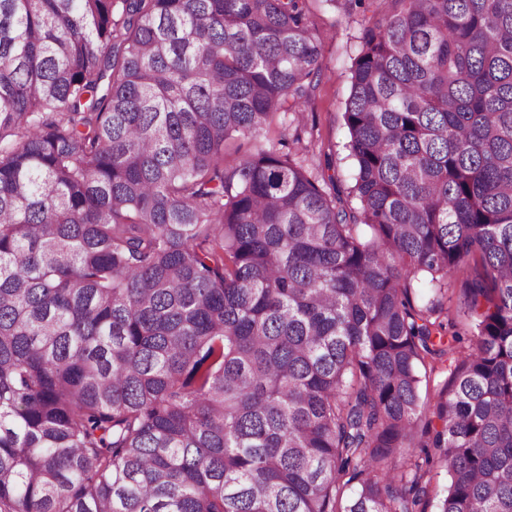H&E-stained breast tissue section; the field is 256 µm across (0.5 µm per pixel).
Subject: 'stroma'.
Segmentation results:
<instances>
[{
  "mask_svg": "<svg viewBox=\"0 0 512 512\" xmlns=\"http://www.w3.org/2000/svg\"><path fill=\"white\" fill-rule=\"evenodd\" d=\"M310 14L323 43L326 69L304 113L303 123L285 122L278 129L286 140H301L309 151L308 164H316L320 153L332 154L337 181L350 185L356 172L355 163L345 147L346 129L342 117L349 95V68L358 49L357 36L367 14L392 10L391 0H371L367 10L336 11L323 0H309Z\"/></svg>",
  "mask_w": 512,
  "mask_h": 512,
  "instance_id": "obj_1",
  "label": "stroma"
}]
</instances>
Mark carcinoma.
Wrapping results in <instances>:
<instances>
[{
    "instance_id": "carcinoma-1",
    "label": "carcinoma",
    "mask_w": 512,
    "mask_h": 512,
    "mask_svg": "<svg viewBox=\"0 0 512 512\" xmlns=\"http://www.w3.org/2000/svg\"><path fill=\"white\" fill-rule=\"evenodd\" d=\"M307 2L0 0V512H512V0L363 25L345 189ZM425 480L427 481L428 490L425 511L435 512L439 499L446 494L449 483L448 477L443 472L437 473L436 471H432L426 475Z\"/></svg>"
}]
</instances>
